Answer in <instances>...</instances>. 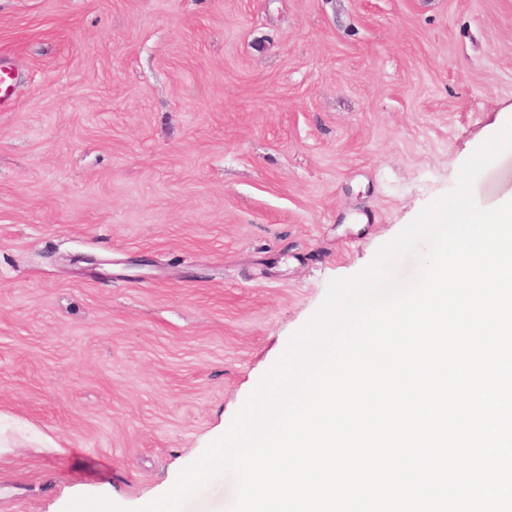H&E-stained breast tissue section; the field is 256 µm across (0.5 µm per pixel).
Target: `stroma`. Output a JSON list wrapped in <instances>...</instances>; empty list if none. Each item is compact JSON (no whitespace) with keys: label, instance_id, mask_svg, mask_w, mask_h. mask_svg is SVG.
<instances>
[{"label":"stroma","instance_id":"35a3bbf8","mask_svg":"<svg viewBox=\"0 0 512 512\" xmlns=\"http://www.w3.org/2000/svg\"><path fill=\"white\" fill-rule=\"evenodd\" d=\"M0 63V512L132 510L512 118V0H0Z\"/></svg>","mask_w":512,"mask_h":512}]
</instances>
